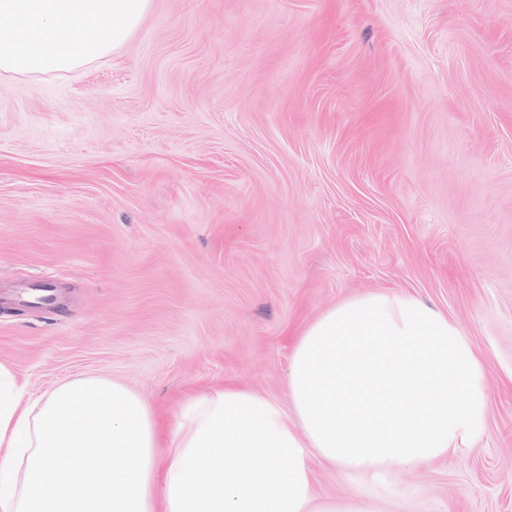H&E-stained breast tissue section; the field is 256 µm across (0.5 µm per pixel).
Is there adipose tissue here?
I'll return each instance as SVG.
<instances>
[{
    "label": "adipose tissue",
    "instance_id": "obj_1",
    "mask_svg": "<svg viewBox=\"0 0 512 512\" xmlns=\"http://www.w3.org/2000/svg\"><path fill=\"white\" fill-rule=\"evenodd\" d=\"M150 4L0 0V77L81 70L125 45ZM482 374L445 313L387 292L300 335L287 407L228 384L162 422L101 378L25 398L0 363V512H379L357 493L316 501L308 456L364 476L455 453L485 430Z\"/></svg>",
    "mask_w": 512,
    "mask_h": 512
}]
</instances>
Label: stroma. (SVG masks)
<instances>
[{
    "label": "stroma",
    "mask_w": 512,
    "mask_h": 512,
    "mask_svg": "<svg viewBox=\"0 0 512 512\" xmlns=\"http://www.w3.org/2000/svg\"><path fill=\"white\" fill-rule=\"evenodd\" d=\"M40 282L59 309L11 301ZM448 314L486 432L315 496L512 512V0H152L79 73L0 79V363L159 411L230 381L289 405L298 334L370 292Z\"/></svg>",
    "instance_id": "35a3bbf8"
}]
</instances>
